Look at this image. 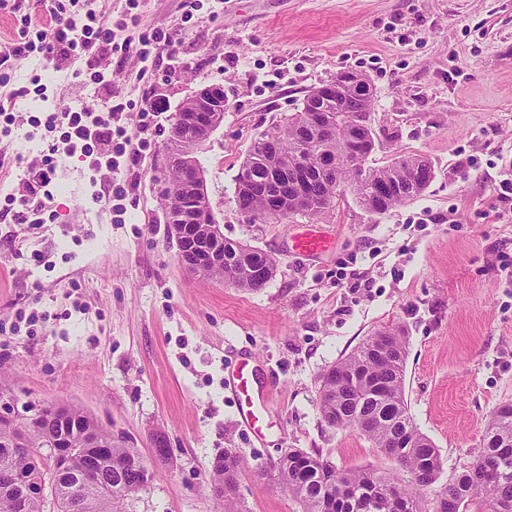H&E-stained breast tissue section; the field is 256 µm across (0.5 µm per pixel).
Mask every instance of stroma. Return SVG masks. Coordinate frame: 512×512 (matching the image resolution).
Segmentation results:
<instances>
[{
	"mask_svg": "<svg viewBox=\"0 0 512 512\" xmlns=\"http://www.w3.org/2000/svg\"><path fill=\"white\" fill-rule=\"evenodd\" d=\"M133 35L172 33L171 46L113 56L112 91L30 56L0 67V188L24 192L52 157L53 222L0 213V404L38 410L63 401L124 435L154 470L126 512H221L207 489L224 449L240 460L243 512H302L272 468L288 449L341 469L389 472L395 462L319 412L322 375L381 329L407 340L404 397L436 446L441 484L474 461L492 414L512 404V0H106ZM344 70L374 88L368 166L426 158L423 194L383 214L352 195L320 214H242L235 178L253 142L284 124L311 88ZM207 85L224 88L220 127L198 148L225 239L277 260L247 292L186 271L165 219L172 117ZM165 103L148 128L142 99ZM122 105L128 135L150 143L120 173H90L80 156L50 153L55 132L31 126L50 111ZM120 193L122 211L94 202ZM327 250L296 255L303 226ZM250 359L273 386L271 425L257 441L236 423L224 376ZM168 448L156 457V440Z\"/></svg>",
	"mask_w": 512,
	"mask_h": 512,
	"instance_id": "obj_1",
	"label": "stroma"
}]
</instances>
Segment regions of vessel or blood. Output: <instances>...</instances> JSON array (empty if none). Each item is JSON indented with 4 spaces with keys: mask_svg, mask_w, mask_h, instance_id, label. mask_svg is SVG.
<instances>
[{
    "mask_svg": "<svg viewBox=\"0 0 512 512\" xmlns=\"http://www.w3.org/2000/svg\"><path fill=\"white\" fill-rule=\"evenodd\" d=\"M326 237L318 231L307 230L295 236L292 249L302 256L323 252ZM228 387L239 399L238 422L250 429L258 439H265L267 424L265 415L271 403L270 388L257 383L249 360H242L238 368L226 380Z\"/></svg>",
    "mask_w": 512,
    "mask_h": 512,
    "instance_id": "vessel-or-blood-1",
    "label": "vessel or blood"
}]
</instances>
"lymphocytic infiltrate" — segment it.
<instances>
[{
	"label": "lymphocytic infiltrate",
	"instance_id": "f902f5d3",
	"mask_svg": "<svg viewBox=\"0 0 512 512\" xmlns=\"http://www.w3.org/2000/svg\"><path fill=\"white\" fill-rule=\"evenodd\" d=\"M51 26L33 25L30 16H22L16 42L0 46V66L10 60L39 54L52 62L55 68H63L70 59L86 57L89 80L97 88L107 90L112 86V71L100 62L101 57L113 52L133 53L141 60H148L153 50L172 43V36L162 30L150 38L125 37L119 49H112L115 38L109 18L99 7L97 0H83L81 11H70L66 0H43ZM118 108L105 112H51L44 119L47 128H61L58 143L52 144V152L80 154L88 158L92 171L106 170L112 173L121 169L123 162L136 160L147 148L141 137L127 136L118 126ZM56 169L52 165L31 171L26 181V193L21 198H8L1 210L13 215L18 222H26L29 213L48 211L53 200L51 187Z\"/></svg>",
	"mask_w": 512,
	"mask_h": 512
}]
</instances>
